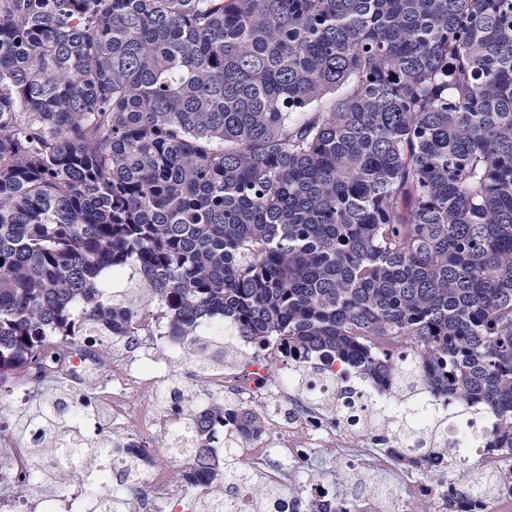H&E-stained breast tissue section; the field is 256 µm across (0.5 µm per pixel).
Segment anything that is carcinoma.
I'll list each match as a JSON object with an SVG mask.
<instances>
[{"mask_svg": "<svg viewBox=\"0 0 512 512\" xmlns=\"http://www.w3.org/2000/svg\"><path fill=\"white\" fill-rule=\"evenodd\" d=\"M143 305L199 370L284 339L511 452L512 0H0V380ZM176 427L244 480L255 411Z\"/></svg>", "mask_w": 512, "mask_h": 512, "instance_id": "cac0c4a2", "label": "carcinoma"}]
</instances>
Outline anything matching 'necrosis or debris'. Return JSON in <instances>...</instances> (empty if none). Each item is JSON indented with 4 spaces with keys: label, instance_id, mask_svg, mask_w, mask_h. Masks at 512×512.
<instances>
[{
    "label": "necrosis or debris",
    "instance_id": "obj_1",
    "mask_svg": "<svg viewBox=\"0 0 512 512\" xmlns=\"http://www.w3.org/2000/svg\"><path fill=\"white\" fill-rule=\"evenodd\" d=\"M161 348L154 335L132 336L115 348L109 359L100 349L48 342L33 366V374L52 380L68 396L71 418L87 431L93 446L105 447L113 437L122 436L141 448L135 483L124 485V512H194L198 496L186 487L178 507H171L169 492L173 468L190 469L194 457L174 451L173 414L182 410L171 393L174 377L172 360L178 351L163 350L161 359L135 362L132 351ZM238 354L247 366L233 365L207 374H196L195 381L206 391L205 400L192 404L195 412L204 411L208 400L228 399L260 411L266 425L264 436L247 442L236 451L242 472H254L282 490L276 501L277 512H304L307 500L325 499L335 505L327 484L311 478L300 491H293L294 468L319 448H338V472L360 476L379 475L394 465L388 450L392 447L422 448L426 459L417 466L401 468L402 481L412 486L424 503V512H469L480 503L484 512H512V491L484 489L473 484L462 487L456 500H449L452 475L460 466L493 475L498 480L512 478V456L485 447L489 421L477 412L454 423L446 418L452 401L420 396L402 400L360 378H344L338 368L321 364L283 363L279 374L257 384L249 361L255 352L249 343L237 340ZM143 399L140 410L130 408L132 399ZM409 416L415 431L403 433L396 419ZM51 441L36 424L27 425L21 441L0 443V485H29L30 457L33 448L50 447ZM125 465L124 458L93 471L73 469V482L54 487L41 496L38 512H97L94 491L116 484Z\"/></svg>",
    "mask_w": 512,
    "mask_h": 512
}]
</instances>
